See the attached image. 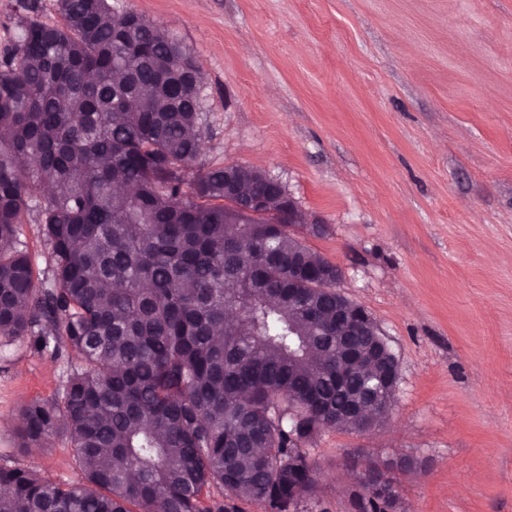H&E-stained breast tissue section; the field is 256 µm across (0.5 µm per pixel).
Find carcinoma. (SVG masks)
<instances>
[{"label":"carcinoma","mask_w":512,"mask_h":512,"mask_svg":"<svg viewBox=\"0 0 512 512\" xmlns=\"http://www.w3.org/2000/svg\"><path fill=\"white\" fill-rule=\"evenodd\" d=\"M58 7L47 25L15 0L21 35L0 57V337L77 356L62 403L20 411L17 447L62 431L81 479L0 465V512H302L316 469L301 445L388 418L390 367L364 356L336 378L341 302L297 276L336 267L299 225L224 216L222 166L170 174L201 155L186 48L108 0ZM38 187L48 283L20 239ZM419 467L366 462L356 512L401 508L392 474Z\"/></svg>","instance_id":"cac0c4a2"}]
</instances>
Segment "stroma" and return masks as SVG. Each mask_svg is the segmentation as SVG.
I'll return each mask as SVG.
<instances>
[{
  "instance_id": "obj_1",
  "label": "stroma",
  "mask_w": 512,
  "mask_h": 512,
  "mask_svg": "<svg viewBox=\"0 0 512 512\" xmlns=\"http://www.w3.org/2000/svg\"><path fill=\"white\" fill-rule=\"evenodd\" d=\"M162 25L202 77V166L279 179L397 357L390 417L323 431L305 512H349L350 453L409 456L403 512H512V0H109ZM70 351L0 343V465L81 477L67 435L20 451Z\"/></svg>"
}]
</instances>
